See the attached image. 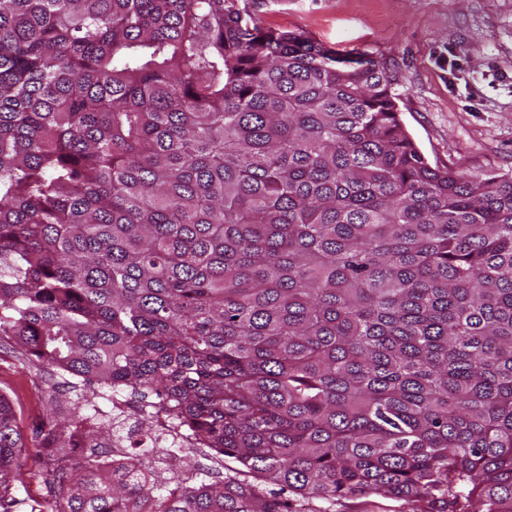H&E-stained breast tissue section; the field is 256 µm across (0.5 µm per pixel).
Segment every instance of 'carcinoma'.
<instances>
[{
    "label": "carcinoma",
    "instance_id": "carcinoma-1",
    "mask_svg": "<svg viewBox=\"0 0 512 512\" xmlns=\"http://www.w3.org/2000/svg\"><path fill=\"white\" fill-rule=\"evenodd\" d=\"M395 81L239 0H0V336L76 393L52 512H512V174L431 166ZM128 391L149 464L104 477ZM23 447L0 394V512ZM191 466L195 470H199L207 476L208 482H222L227 477H234L244 483L255 485L259 491L265 494L275 492L276 486L264 484L256 481L250 474L235 470V468L243 469L234 462L226 459L225 461L214 458L210 455L207 448H194L190 453ZM408 506L402 500L387 495L356 496L336 501L331 512H405Z\"/></svg>",
    "mask_w": 512,
    "mask_h": 512
}]
</instances>
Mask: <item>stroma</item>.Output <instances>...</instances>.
I'll return each instance as SVG.
<instances>
[{
	"label": "stroma",
	"mask_w": 512,
	"mask_h": 512,
	"mask_svg": "<svg viewBox=\"0 0 512 512\" xmlns=\"http://www.w3.org/2000/svg\"><path fill=\"white\" fill-rule=\"evenodd\" d=\"M266 27L295 31L337 53L386 61L397 81L401 121L430 164L473 175L512 173V0H248ZM69 387L26 363L0 336V393L16 412L26 476L16 512H51L46 389Z\"/></svg>",
	"instance_id": "1"
}]
</instances>
